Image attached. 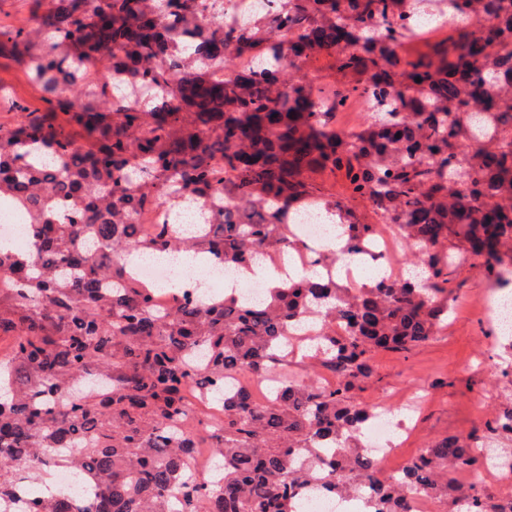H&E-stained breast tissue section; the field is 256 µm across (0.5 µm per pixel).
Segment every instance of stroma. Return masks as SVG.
Masks as SVG:
<instances>
[{"instance_id":"stroma-1","label":"stroma","mask_w":512,"mask_h":512,"mask_svg":"<svg viewBox=\"0 0 512 512\" xmlns=\"http://www.w3.org/2000/svg\"><path fill=\"white\" fill-rule=\"evenodd\" d=\"M1 93L28 109L43 114L51 110L40 90L28 81L25 66L3 53ZM452 278L447 326L410 351L378 353L374 377L356 393L358 402L369 405L409 383L421 385L423 403L415 416L416 428L391 462L394 471L401 460L415 457L445 436L465 434L471 438V447H482L489 437L487 421L512 406V338L494 334L470 307L485 288L488 273L467 260L457 266Z\"/></svg>"}]
</instances>
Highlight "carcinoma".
<instances>
[{
    "label": "carcinoma",
    "instance_id": "obj_1",
    "mask_svg": "<svg viewBox=\"0 0 512 512\" xmlns=\"http://www.w3.org/2000/svg\"><path fill=\"white\" fill-rule=\"evenodd\" d=\"M219 0H51L34 30L0 29V50L18 58L33 39L53 52L29 76L45 101L85 130L79 143L56 115L27 111L0 131V198L23 211L30 245L0 248V499L52 473L49 448H82L74 472L98 481L103 500L80 512H302L313 476L323 489L364 502L366 512H408L414 494L448 500L449 512H501L477 480L455 486L458 469L480 475L468 438L427 446L384 476L361 447L371 408L352 391L375 372L379 350L408 352L448 320L439 299L448 270L466 256L490 273L512 263V0H440L438 15L407 0H254L239 23ZM493 14L486 21L481 3ZM457 16L472 21L459 29ZM448 28L453 34L413 57L401 41ZM248 52L252 70L224 82ZM325 55L345 79L337 101L302 73ZM107 57L176 101L125 105L126 88L84 63ZM352 94L384 105L358 134L336 129ZM340 174L349 198L418 246L423 278L388 280L355 292L321 274L282 280L259 304L212 292L156 309L124 277L129 254L202 251L235 270L259 250L284 254L279 227L309 205L340 225L344 250L370 246L371 225L309 181ZM186 193L232 209L213 215L214 233L170 235L160 224L140 242L129 209L174 203ZM325 325L310 376L271 388L263 403L225 391L237 372L267 374L297 318ZM346 331L338 336L333 322ZM208 380L224 418L181 431ZM488 430L512 433V408ZM213 449L222 482L186 465L195 443ZM31 512H70L36 497Z\"/></svg>",
    "mask_w": 512,
    "mask_h": 512
}]
</instances>
